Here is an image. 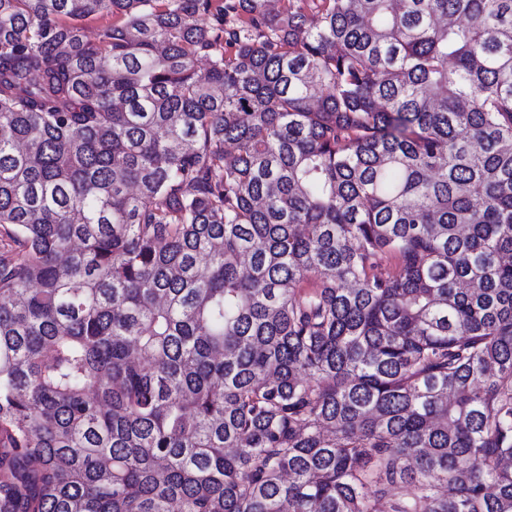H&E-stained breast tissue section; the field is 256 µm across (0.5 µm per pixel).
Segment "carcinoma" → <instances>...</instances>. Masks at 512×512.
<instances>
[{
	"label": "carcinoma",
	"instance_id": "carcinoma-1",
	"mask_svg": "<svg viewBox=\"0 0 512 512\" xmlns=\"http://www.w3.org/2000/svg\"><path fill=\"white\" fill-rule=\"evenodd\" d=\"M381 503L512 512V0H0V512Z\"/></svg>",
	"mask_w": 512,
	"mask_h": 512
}]
</instances>
